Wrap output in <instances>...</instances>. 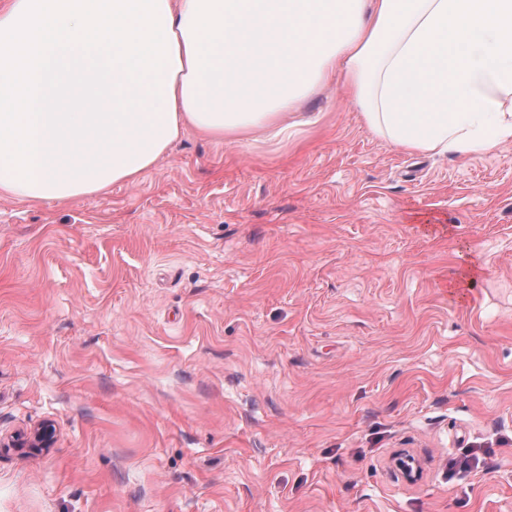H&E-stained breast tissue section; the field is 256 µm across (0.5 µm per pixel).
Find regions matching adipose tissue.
<instances>
[{
	"label": "adipose tissue",
	"mask_w": 512,
	"mask_h": 512,
	"mask_svg": "<svg viewBox=\"0 0 512 512\" xmlns=\"http://www.w3.org/2000/svg\"><path fill=\"white\" fill-rule=\"evenodd\" d=\"M347 87L407 152L512 141V0H11L0 11V193L135 183L186 128L284 141Z\"/></svg>",
	"instance_id": "1"
}]
</instances>
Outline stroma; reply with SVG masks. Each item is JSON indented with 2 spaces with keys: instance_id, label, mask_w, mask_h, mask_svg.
<instances>
[{
  "instance_id": "stroma-1",
  "label": "stroma",
  "mask_w": 512,
  "mask_h": 512,
  "mask_svg": "<svg viewBox=\"0 0 512 512\" xmlns=\"http://www.w3.org/2000/svg\"><path fill=\"white\" fill-rule=\"evenodd\" d=\"M300 110L0 197V436L56 428L0 512H512V142L409 154L337 81Z\"/></svg>"
}]
</instances>
